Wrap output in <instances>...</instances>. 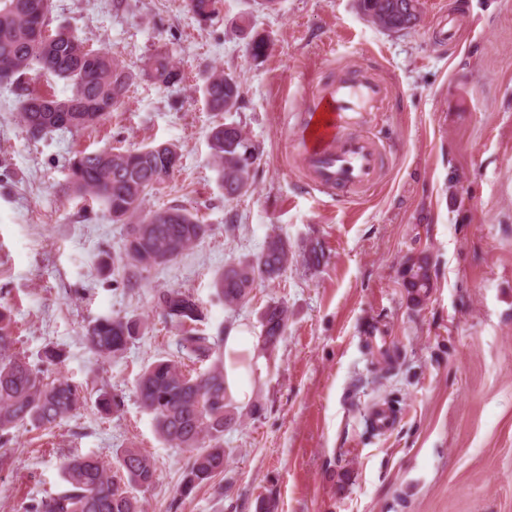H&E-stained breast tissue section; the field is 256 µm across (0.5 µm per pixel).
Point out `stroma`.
Returning a JSON list of instances; mask_svg holds the SVG:
<instances>
[{"mask_svg": "<svg viewBox=\"0 0 512 512\" xmlns=\"http://www.w3.org/2000/svg\"><path fill=\"white\" fill-rule=\"evenodd\" d=\"M50 29L67 28L110 50L137 77L122 106L95 128L27 135L14 94L0 90V302L12 311L18 348L39 362L45 346L66 352L61 375L87 385L88 404L51 429L22 427L0 448V512H24L62 485V453L113 461L136 447L156 468L136 489L146 512H512V0H419L414 29L385 31L358 0H219L201 24L185 0H51ZM458 11L456 44L434 37L440 11ZM251 19L269 36L253 60L238 26ZM160 47L177 51L181 84L165 89L142 73ZM368 67L389 95L369 125L386 142L377 187L329 198L290 165L293 117L313 82ZM234 74L242 103L234 119L262 149L253 187L228 201L209 149L216 118L202 77ZM176 145L181 165L144 201L181 205L207 236L136 286L115 275L126 237L101 205L69 196L73 151ZM294 250L320 242L325 257L301 259L251 302L229 310L212 288L224 266L262 248L268 235ZM428 257L434 286L413 304L399 271ZM167 288L189 291L206 333L245 326L259 336L272 300L288 308L283 340L252 358L257 415L225 432L224 496L200 486L179 495L189 451L163 443L139 405L142 368L177 358L176 331L156 307ZM145 321L123 357L103 359L85 344L88 322L105 315ZM379 330L401 359L378 378L368 351ZM122 396L105 416L99 389ZM376 402L400 418L388 435L367 426Z\"/></svg>", "mask_w": 512, "mask_h": 512, "instance_id": "obj_1", "label": "stroma"}]
</instances>
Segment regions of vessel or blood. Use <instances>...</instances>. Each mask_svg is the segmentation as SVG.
Wrapping results in <instances>:
<instances>
[{
	"mask_svg": "<svg viewBox=\"0 0 512 512\" xmlns=\"http://www.w3.org/2000/svg\"><path fill=\"white\" fill-rule=\"evenodd\" d=\"M387 97V88L374 74L342 75L316 85L296 124L300 166L309 173L313 190L323 194L374 184L379 177L380 146L369 136L352 134L365 115ZM398 420L396 411L379 403L368 411V424L389 434Z\"/></svg>",
	"mask_w": 512,
	"mask_h": 512,
	"instance_id": "b4317fda",
	"label": "vessel or blood"
}]
</instances>
